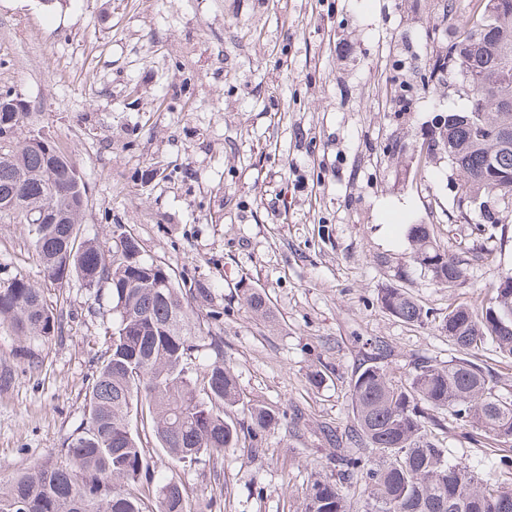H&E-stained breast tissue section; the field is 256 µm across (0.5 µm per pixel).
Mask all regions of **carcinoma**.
Returning a JSON list of instances; mask_svg holds the SVG:
<instances>
[{"label": "carcinoma", "mask_w": 512, "mask_h": 512, "mask_svg": "<svg viewBox=\"0 0 512 512\" xmlns=\"http://www.w3.org/2000/svg\"><path fill=\"white\" fill-rule=\"evenodd\" d=\"M456 20L459 40L439 56L430 75L470 65L485 72L473 89L467 112L450 113L433 126L425 157L435 146L454 155L451 165L464 197L497 194L512 199V144L479 139L482 128L501 121L499 95H512V11L488 14L491 0H473ZM492 23L498 37L481 47L473 37ZM27 112H0V125L12 129L9 158L0 157V194H15L14 214L52 207L67 213L61 224H40L32 243L48 282L62 288L76 277L90 289H106L111 299L110 344L101 356L87 401V416L51 458L0 483V512H143V493L155 512H190L183 485L156 478L143 442L153 441L177 465L204 460L217 464L224 449L256 448L263 433L278 424V414L261 406L248 409L250 423L234 419L241 398L232 371L224 364V345L211 337L210 354L196 363L204 340L194 311L179 283L165 267L144 259L128 230L112 231V247L82 238L87 206L84 185L61 151L56 161L18 139ZM412 261L435 281L454 288L466 280V262L437 243L426 224L411 227ZM383 309L404 323L421 325L428 313L402 288H384ZM241 301L256 316L270 317L267 298L241 289ZM512 272L477 293L475 302L448 306L437 330L461 353L448 364H414L406 378L384 364L387 346L374 344L375 356L350 382L354 428L337 439V471L311 481L304 512H353L343 485L357 482L365 496L363 512H512V466L482 477L448 459L429 429L431 412L446 411L456 424L498 446L512 444V397L497 394L492 375L474 351L485 342L512 358ZM0 324L21 342H51L61 317L44 289L23 278L0 288Z\"/></svg>", "instance_id": "1"}]
</instances>
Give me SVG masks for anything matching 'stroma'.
I'll list each match as a JSON object with an SVG mask.
<instances>
[{
	"label": "stroma",
	"mask_w": 512,
	"mask_h": 512,
	"mask_svg": "<svg viewBox=\"0 0 512 512\" xmlns=\"http://www.w3.org/2000/svg\"><path fill=\"white\" fill-rule=\"evenodd\" d=\"M456 36L442 0H0V93L29 105L20 137L44 133L77 168L84 238L128 229L190 290L203 334L222 338L243 402L284 415L215 466L178 469L147 444L191 512H302L335 466L321 429L351 427L349 383L372 342L399 376L447 363L436 325L449 304L512 272V223L477 231L447 154L422 153L436 115L470 106L457 73L424 81ZM414 224L467 260L462 287L411 262ZM19 277L57 303L61 333L33 367L0 327L2 482L80 424L112 324L107 294L48 284L27 225L0 215V288ZM391 287L428 321L387 313L377 295ZM243 288L267 297L271 319L242 305ZM437 419L450 459L482 473L499 458Z\"/></svg>",
	"instance_id": "obj_1"
}]
</instances>
